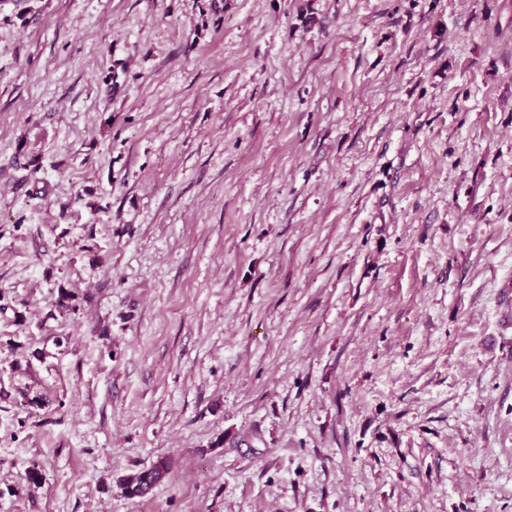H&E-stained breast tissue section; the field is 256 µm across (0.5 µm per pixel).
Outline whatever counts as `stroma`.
Segmentation results:
<instances>
[{"mask_svg": "<svg viewBox=\"0 0 512 512\" xmlns=\"http://www.w3.org/2000/svg\"><path fill=\"white\" fill-rule=\"evenodd\" d=\"M0 512H512V0H0ZM164 472L165 465L160 461L148 469L130 475L125 480V493L131 498L145 496L160 481Z\"/></svg>", "mask_w": 512, "mask_h": 512, "instance_id": "1", "label": "stroma"}]
</instances>
